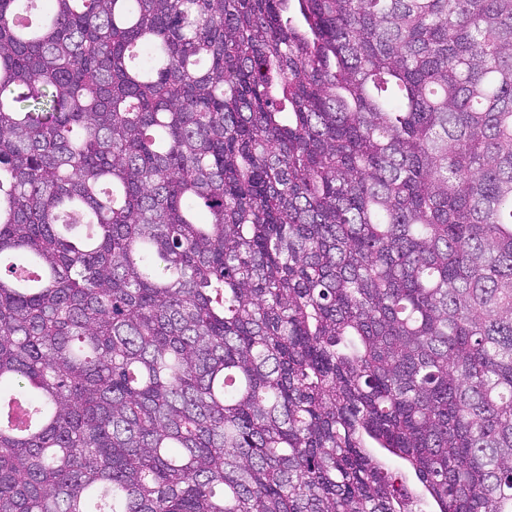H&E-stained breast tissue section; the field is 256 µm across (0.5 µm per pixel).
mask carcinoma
Masks as SVG:
<instances>
[{"instance_id":"1","label":"carcinoma","mask_w":512,"mask_h":512,"mask_svg":"<svg viewBox=\"0 0 512 512\" xmlns=\"http://www.w3.org/2000/svg\"><path fill=\"white\" fill-rule=\"evenodd\" d=\"M0 512H512V0H0Z\"/></svg>"}]
</instances>
